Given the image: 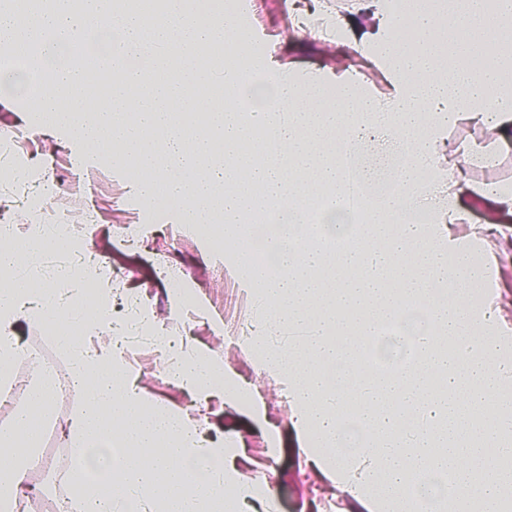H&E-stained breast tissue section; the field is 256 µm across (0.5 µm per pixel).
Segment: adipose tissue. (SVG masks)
<instances>
[{
	"mask_svg": "<svg viewBox=\"0 0 512 512\" xmlns=\"http://www.w3.org/2000/svg\"><path fill=\"white\" fill-rule=\"evenodd\" d=\"M235 16L211 0H168L145 13L119 0H0V61H37L28 91L42 126L135 161L133 195L172 208L177 223L218 224L234 269L265 318L239 338L258 370L274 375L294 411L272 426L273 448L294 436L313 478L345 494L341 512H512V320L502 310L512 271V182L474 181L475 143L448 129L480 130L512 153V0H360L336 24V43L373 63L385 93L355 71L309 79L252 53ZM51 44L38 58V46ZM91 44L87 66L112 63L107 97L69 60ZM220 84L211 132L190 137L180 105ZM274 137L282 161L260 158ZM392 145L403 190L343 203L341 151ZM493 221L469 225L462 195ZM274 215L262 249L249 217ZM57 239L0 225V385L26 357L21 321L49 324L83 395L65 428L67 470L83 512H270V483L238 484L234 443L209 439L189 413L158 409L137 386L101 296H69L71 266L28 278L19 265ZM307 336L275 338L291 325ZM112 330L97 350L77 339ZM168 364L183 390L218 392L253 419L265 407L232 368L184 353ZM54 416L47 383L0 426V512H19L30 488L23 460Z\"/></svg>",
	"mask_w": 512,
	"mask_h": 512,
	"instance_id": "adipose-tissue-1",
	"label": "adipose tissue"
}]
</instances>
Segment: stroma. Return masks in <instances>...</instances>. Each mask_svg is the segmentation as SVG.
Segmentation results:
<instances>
[{
  "label": "stroma",
  "instance_id": "stroma-1",
  "mask_svg": "<svg viewBox=\"0 0 512 512\" xmlns=\"http://www.w3.org/2000/svg\"><path fill=\"white\" fill-rule=\"evenodd\" d=\"M250 8L265 36L259 53H273L288 69L308 75L354 64L365 85L381 89L378 70L363 59L347 61L338 55L336 37L323 35L307 42L304 34L288 22L289 0H249ZM30 104L14 75L0 78V127H13L19 134L32 136L25 169L18 179L35 173L57 187L51 204L65 210L85 200L94 208V221L80 229L79 236L93 242L112 268L124 289H133L149 301V317L167 336H184L189 346H201L216 361L233 367L261 393L267 420L287 422L291 413L288 400L276 379L256 370L248 355L237 344L238 321H252L256 314L247 295L239 288L232 265L224 252L210 250L195 232L173 220L161 205L139 211L136 199L127 190L125 168L115 167L91 145L67 143L45 129L31 130L25 118ZM122 224H139L144 233L137 241H123L118 233ZM179 265L185 272L184 286L195 297L193 313H186L179 296L161 272L166 263ZM148 400L161 407L185 405L187 396L165 374L162 365L146 362L133 368ZM199 421L208 431L225 437L242 436L248 464L242 465L243 481H252L256 472L267 474L274 491L272 512H326L333 488L303 472L297 448L288 445L269 448L263 425L247 415L224 407L219 399L197 403Z\"/></svg>",
  "mask_w": 512,
  "mask_h": 512
}]
</instances>
